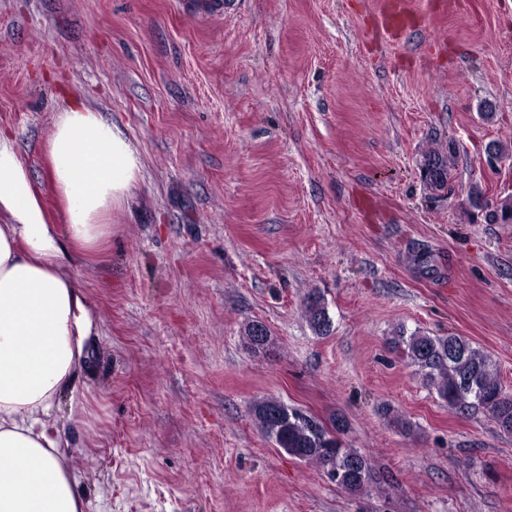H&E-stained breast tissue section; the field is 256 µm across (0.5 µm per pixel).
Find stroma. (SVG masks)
I'll return each mask as SVG.
<instances>
[{
    "label": "stroma",
    "instance_id": "35a3bbf8",
    "mask_svg": "<svg viewBox=\"0 0 512 512\" xmlns=\"http://www.w3.org/2000/svg\"><path fill=\"white\" fill-rule=\"evenodd\" d=\"M0 0V126L54 223L44 151L79 100L143 160L74 274L99 334L60 416L89 512H512V435L448 408L392 344L456 334L512 392V0ZM454 143L449 191L420 177ZM427 256L425 273L417 264ZM331 319L316 334L305 304ZM263 323L267 346L243 333ZM265 398L342 418L380 483L351 495L277 448ZM472 187H477L479 190H481V195H480V204L482 206L485 207L486 210H491V211H495V212H500V211H503L505 214H510V211L512 213V205L510 203H512V194H507L506 196L503 197V195H498L496 196L495 198V201L493 203H490V199L489 197L487 196L483 186L479 183H475L473 185H471L468 189V192H467V203H468V206L471 208V201H470V189ZM511 205V206H510ZM473 208V207H472ZM471 208V209H472ZM475 209V208H473ZM484 208H481L480 211H484L485 210ZM511 209V210H510ZM476 210V209H475ZM495 212H489V213H486V218H488V220L491 222V223H497V224H512V215H510L509 219L505 218L504 216H499L498 214H496ZM306 316L315 333L324 335L331 327L330 317L320 296L310 295L306 302Z\"/></svg>",
    "mask_w": 512,
    "mask_h": 512
}]
</instances>
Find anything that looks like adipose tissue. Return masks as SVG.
Returning a JSON list of instances; mask_svg holds the SVG:
<instances>
[{
    "instance_id": "ef3b65f1",
    "label": "adipose tissue",
    "mask_w": 512,
    "mask_h": 512,
    "mask_svg": "<svg viewBox=\"0 0 512 512\" xmlns=\"http://www.w3.org/2000/svg\"><path fill=\"white\" fill-rule=\"evenodd\" d=\"M46 153L62 224L0 128V512L88 510L59 427L97 333L72 264L105 246L143 170L119 126L80 102L58 114Z\"/></svg>"
}]
</instances>
